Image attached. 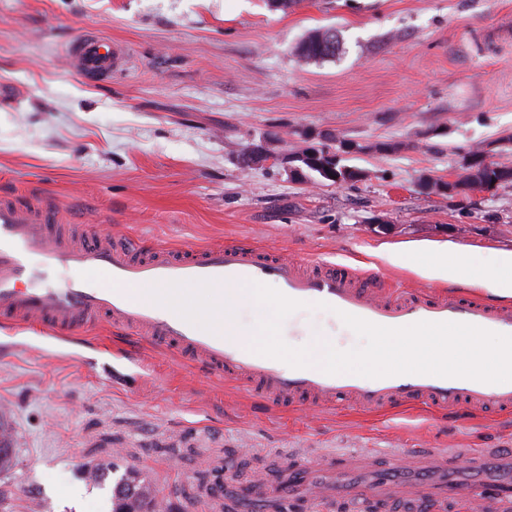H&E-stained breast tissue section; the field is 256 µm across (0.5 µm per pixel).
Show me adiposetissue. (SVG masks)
<instances>
[{
    "label": "adipose tissue",
    "mask_w": 512,
    "mask_h": 512,
    "mask_svg": "<svg viewBox=\"0 0 512 512\" xmlns=\"http://www.w3.org/2000/svg\"><path fill=\"white\" fill-rule=\"evenodd\" d=\"M410 259L414 264L428 268L435 278L459 284L488 282L496 296L512 298V251L497 252L492 264L485 268L475 265L473 252L466 246L454 247L449 251L447 261L442 263L434 262L427 249L414 251Z\"/></svg>",
    "instance_id": "adipose-tissue-1"
}]
</instances>
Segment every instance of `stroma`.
<instances>
[{
	"label": "stroma",
	"instance_id": "stroma-1",
	"mask_svg": "<svg viewBox=\"0 0 512 512\" xmlns=\"http://www.w3.org/2000/svg\"><path fill=\"white\" fill-rule=\"evenodd\" d=\"M327 28L336 58L299 64L296 45ZM84 32L124 46L111 81L66 70ZM305 131L362 145L344 163L367 179L303 186L240 161L269 135L294 148ZM509 135L512 0H300L285 13L264 0H0V197L51 199L78 233L147 247L236 238L487 300L481 284L387 255L458 244L484 267L512 250V184L460 198L418 188L453 177L476 147L512 166ZM330 334L341 351L361 344L328 310L281 327L293 347ZM0 418L15 456L0 512H112L110 486L86 477L97 465L137 470L168 512H211L202 491L216 468L243 481L307 454L512 448V414L272 408L201 370L169 372L156 348L104 323L67 340L0 326Z\"/></svg>",
	"mask_w": 512,
	"mask_h": 512
}]
</instances>
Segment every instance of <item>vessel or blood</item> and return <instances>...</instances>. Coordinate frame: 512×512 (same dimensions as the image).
I'll list each match as a JSON object with an SVG mask.
<instances>
[{
    "instance_id": "1",
    "label": "vessel or blood",
    "mask_w": 512,
    "mask_h": 512,
    "mask_svg": "<svg viewBox=\"0 0 512 512\" xmlns=\"http://www.w3.org/2000/svg\"><path fill=\"white\" fill-rule=\"evenodd\" d=\"M67 69L91 82L110 80L125 64L111 39L88 33L66 47ZM57 207L49 200L24 207L0 199V324L37 327L48 337L68 335L99 323L131 333L175 353L210 376L239 385L272 407H335L353 402L377 412L418 403L446 411L512 410V382L487 383L460 377L401 374L367 378L328 374L320 368L284 367L255 353L229 325L200 332L172 308L138 296L142 287L209 281L215 293L246 283L276 282L285 296L334 309L385 327L421 321L458 322L512 335V306L424 288L386 291L374 276L336 264L263 250L240 240L204 248L142 249L132 238L85 232L78 239L56 231ZM100 269L112 285L90 286L81 273ZM218 512H512V448L451 451L408 448L379 467L364 449L345 459L299 458L279 476L246 482L221 480L207 489Z\"/></svg>"
}]
</instances>
